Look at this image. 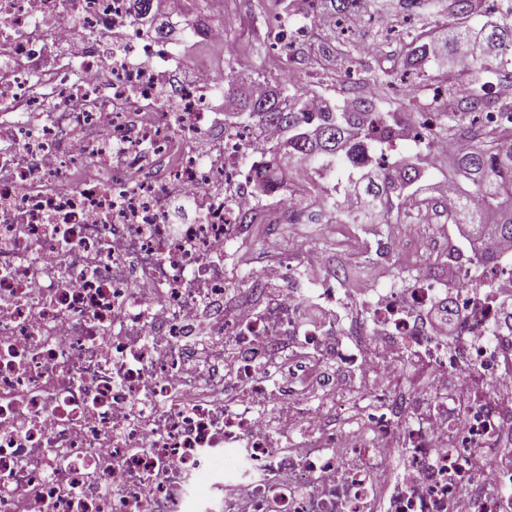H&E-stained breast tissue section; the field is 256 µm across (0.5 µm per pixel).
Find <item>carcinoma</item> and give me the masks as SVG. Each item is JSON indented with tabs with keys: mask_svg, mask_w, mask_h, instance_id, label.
I'll return each mask as SVG.
<instances>
[{
	"mask_svg": "<svg viewBox=\"0 0 512 512\" xmlns=\"http://www.w3.org/2000/svg\"><path fill=\"white\" fill-rule=\"evenodd\" d=\"M381 0H274L275 16L281 29L310 31L320 45L311 58L320 67L329 62L339 73L349 74L352 55L347 46L323 37L324 30L336 26V18L349 22L362 13H382ZM424 10L428 17L450 13L460 20L473 14L478 0H406ZM507 17L491 26L484 36L485 51L472 57L470 80L462 90L464 114L468 117L484 111L490 102L491 81L512 78V23ZM406 51L400 69L414 71L419 85L426 88L438 80L424 65L434 51L426 32L408 31ZM390 72L381 69L357 79L350 86L353 104L325 103L324 108H309V90L281 78L270 77L260 66L232 76L247 86L262 84V95L241 98L224 96L230 104L228 125L238 119L256 127L273 125L282 132L281 141L269 148L274 169L285 172L307 168L318 176L341 168L346 181L325 187L317 196L320 205L344 216L343 224H364L366 213L382 206L380 223H390L391 214L408 216L411 207L425 205L420 197V180L425 155L399 158L393 138L400 104L364 93V87L384 84ZM448 137L462 135L471 141L469 148L452 154L455 172L470 189L456 194L457 206L450 214L453 223L469 224L478 239L491 237L512 242V110L501 113L499 122L487 125L472 119L461 128L448 119Z\"/></svg>",
	"mask_w": 512,
	"mask_h": 512,
	"instance_id": "1",
	"label": "carcinoma"
}]
</instances>
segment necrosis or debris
Returning <instances> with one entry per match:
<instances>
[{"mask_svg":"<svg viewBox=\"0 0 512 512\" xmlns=\"http://www.w3.org/2000/svg\"><path fill=\"white\" fill-rule=\"evenodd\" d=\"M182 10L223 38L224 0ZM139 31L130 0H0V512H512V461L481 468L512 445V263L452 241L442 280L306 287L323 253L279 237L310 172L260 194L222 73Z\"/></svg>","mask_w":512,"mask_h":512,"instance_id":"1","label":"necrosis or debris"}]
</instances>
